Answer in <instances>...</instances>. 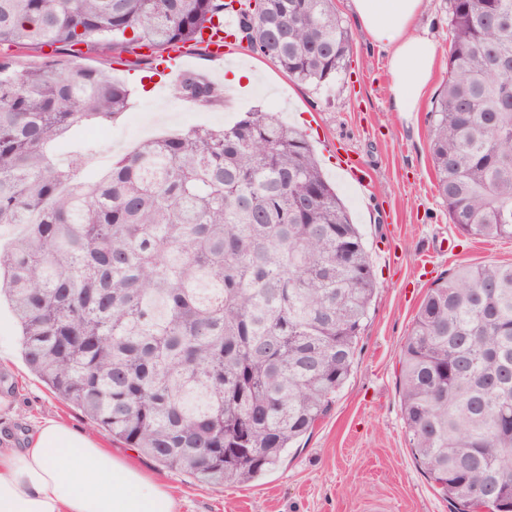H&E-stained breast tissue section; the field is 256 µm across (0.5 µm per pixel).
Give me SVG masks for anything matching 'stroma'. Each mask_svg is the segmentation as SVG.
Here are the masks:
<instances>
[{"mask_svg":"<svg viewBox=\"0 0 512 512\" xmlns=\"http://www.w3.org/2000/svg\"><path fill=\"white\" fill-rule=\"evenodd\" d=\"M336 6L353 35V48L346 77L319 92L293 83L249 48L236 49L221 64L209 60L200 44H185V51L197 58L201 74L223 85L221 100L212 105L175 97L171 83L155 73L154 59L144 49L115 59L87 47L72 53L48 46L36 51L0 46V58L10 59L18 71L35 61H51L62 68L91 67L133 89L130 109L112 130L121 132L134 122L140 129L129 141H97L94 153L102 169L147 139L196 126L229 125L255 109L279 113L313 146L326 178L368 246L379 288L350 377L327 416L288 449L276 469L244 485L204 486L106 433L97 434L113 454L171 487L175 512H372L376 506L383 512H451L406 446L399 353L427 289L460 265L512 263V240L462 236L435 188L428 114L448 78V0H430L419 23L421 33L441 51L427 94L411 113L396 111L386 92L385 54L362 34L348 0H336ZM228 66L255 71L245 93L224 85ZM339 155L363 168L362 181H353L336 163ZM0 343L10 348L8 361H0V434L14 446H23L45 417L92 431L79 409L57 398L29 369L15 319L4 305Z\"/></svg>","mask_w":512,"mask_h":512,"instance_id":"obj_1","label":"stroma"}]
</instances>
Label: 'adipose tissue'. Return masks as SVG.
<instances>
[{"label": "adipose tissue", "mask_w": 512, "mask_h": 512, "mask_svg": "<svg viewBox=\"0 0 512 512\" xmlns=\"http://www.w3.org/2000/svg\"><path fill=\"white\" fill-rule=\"evenodd\" d=\"M425 2L350 0L388 56V92L400 112L416 110L432 78L438 47L416 32ZM0 512H175V499L91 434L45 418L24 447L0 448Z\"/></svg>", "instance_id": "1"}]
</instances>
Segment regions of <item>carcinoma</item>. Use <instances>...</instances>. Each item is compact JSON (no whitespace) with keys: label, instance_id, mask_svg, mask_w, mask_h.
Returning a JSON list of instances; mask_svg holds the SVG:
<instances>
[{"label":"carcinoma","instance_id":"cac0c4a2","mask_svg":"<svg viewBox=\"0 0 512 512\" xmlns=\"http://www.w3.org/2000/svg\"><path fill=\"white\" fill-rule=\"evenodd\" d=\"M239 41L294 81L344 74L336 0H239ZM224 0H0V45L198 41ZM430 115L435 187L468 237L512 240V0H449ZM174 95L217 101L188 72ZM126 84L0 60V295L31 370L160 466L206 484L276 468L350 375L378 288L361 234L304 137L273 112L146 140L87 170ZM406 445L456 512H512V263L462 265L423 298L399 356ZM220 448L210 465L194 449Z\"/></svg>","mask_w":512,"mask_h":512}]
</instances>
